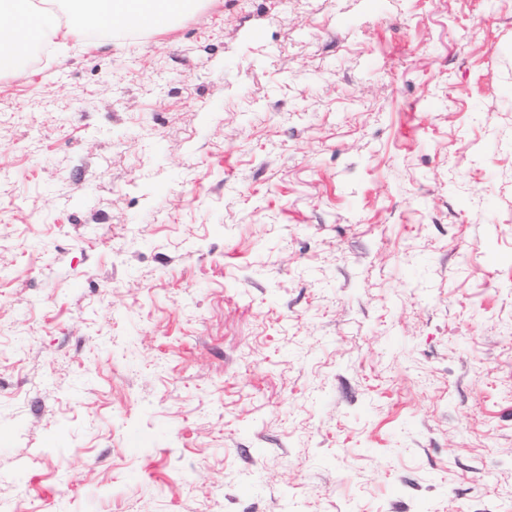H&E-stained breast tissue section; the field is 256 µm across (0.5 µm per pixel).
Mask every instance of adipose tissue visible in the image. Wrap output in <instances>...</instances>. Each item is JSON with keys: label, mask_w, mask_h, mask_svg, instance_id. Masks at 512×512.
I'll return each mask as SVG.
<instances>
[{"label": "adipose tissue", "mask_w": 512, "mask_h": 512, "mask_svg": "<svg viewBox=\"0 0 512 512\" xmlns=\"http://www.w3.org/2000/svg\"><path fill=\"white\" fill-rule=\"evenodd\" d=\"M66 22L53 11L37 10L32 0H0V76L14 72L37 42L78 38L89 29L132 27L165 30L192 12L199 0H62Z\"/></svg>", "instance_id": "obj_1"}]
</instances>
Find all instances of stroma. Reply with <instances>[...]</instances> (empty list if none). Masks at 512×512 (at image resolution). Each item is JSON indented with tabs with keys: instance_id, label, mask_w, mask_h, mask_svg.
Segmentation results:
<instances>
[{
	"instance_id": "stroma-1",
	"label": "stroma",
	"mask_w": 512,
	"mask_h": 512,
	"mask_svg": "<svg viewBox=\"0 0 512 512\" xmlns=\"http://www.w3.org/2000/svg\"><path fill=\"white\" fill-rule=\"evenodd\" d=\"M0 512H512V0L0 76Z\"/></svg>"
}]
</instances>
